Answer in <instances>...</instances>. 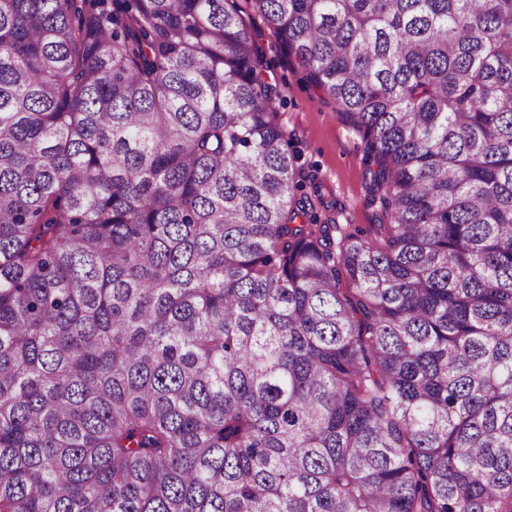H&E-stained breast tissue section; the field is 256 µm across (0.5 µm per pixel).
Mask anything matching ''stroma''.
Returning a JSON list of instances; mask_svg holds the SVG:
<instances>
[{
  "mask_svg": "<svg viewBox=\"0 0 512 512\" xmlns=\"http://www.w3.org/2000/svg\"><path fill=\"white\" fill-rule=\"evenodd\" d=\"M238 5L276 87L277 120L287 135L288 150L295 156L303 191L309 194L318 186L324 192L323 203L313 206L317 223L353 224L364 229L385 223L369 190L360 135L340 120L331 101L289 57L254 0H238Z\"/></svg>",
  "mask_w": 512,
  "mask_h": 512,
  "instance_id": "obj_1",
  "label": "stroma"
}]
</instances>
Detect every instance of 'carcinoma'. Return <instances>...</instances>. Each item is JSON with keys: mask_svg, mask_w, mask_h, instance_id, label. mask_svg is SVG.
<instances>
[{"mask_svg": "<svg viewBox=\"0 0 512 512\" xmlns=\"http://www.w3.org/2000/svg\"><path fill=\"white\" fill-rule=\"evenodd\" d=\"M255 3L388 223L236 0H0V512H512V0ZM237 3L249 34L262 49L263 68L276 86L277 120L286 132L288 150L295 156L297 179L314 202L317 224H353L368 229L371 224L388 223L369 190L361 136L340 120L331 101L288 56L254 1ZM317 185L322 186L324 202L331 207L316 200L313 189Z\"/></svg>", "mask_w": 512, "mask_h": 512, "instance_id": "carcinoma-1", "label": "carcinoma"}]
</instances>
